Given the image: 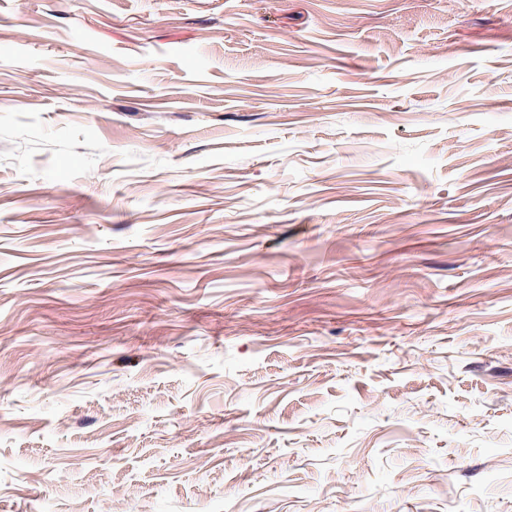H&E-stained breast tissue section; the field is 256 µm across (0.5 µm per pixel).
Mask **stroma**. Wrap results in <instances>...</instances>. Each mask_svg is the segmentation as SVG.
<instances>
[{"instance_id": "stroma-1", "label": "stroma", "mask_w": 512, "mask_h": 512, "mask_svg": "<svg viewBox=\"0 0 512 512\" xmlns=\"http://www.w3.org/2000/svg\"><path fill=\"white\" fill-rule=\"evenodd\" d=\"M0 45V512H512V0Z\"/></svg>"}]
</instances>
